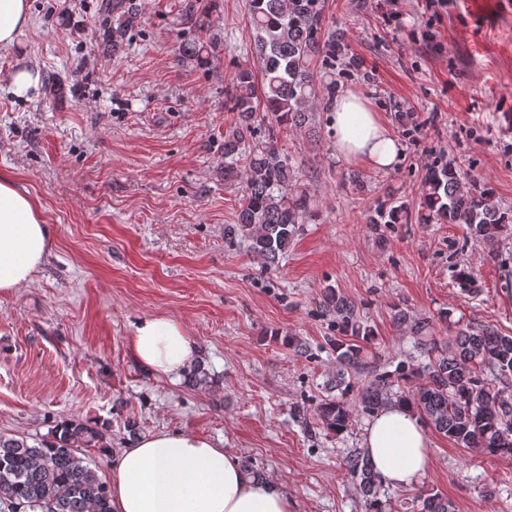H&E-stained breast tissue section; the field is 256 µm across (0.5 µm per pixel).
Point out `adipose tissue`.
Returning <instances> with one entry per match:
<instances>
[{
  "label": "adipose tissue",
  "instance_id": "ef3b65f1",
  "mask_svg": "<svg viewBox=\"0 0 512 512\" xmlns=\"http://www.w3.org/2000/svg\"><path fill=\"white\" fill-rule=\"evenodd\" d=\"M337 158L379 169L395 164L401 145L360 94L347 90L328 105ZM51 243L41 206L12 179L0 177V290L32 283ZM135 359L151 374L178 381L198 356L178 321L149 316L129 338ZM385 484L411 487L431 467L429 440L406 406L381 408L363 439ZM112 512H294L295 501L272 475L257 476L238 456L189 431H154L123 449L111 466Z\"/></svg>",
  "mask_w": 512,
  "mask_h": 512
}]
</instances>
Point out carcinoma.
<instances>
[{
    "label": "carcinoma",
    "instance_id": "carcinoma-1",
    "mask_svg": "<svg viewBox=\"0 0 512 512\" xmlns=\"http://www.w3.org/2000/svg\"><path fill=\"white\" fill-rule=\"evenodd\" d=\"M116 19L112 45L137 21L133 0H112ZM253 63L239 67L227 93V107L236 113L224 135V179L242 184L236 222L224 227V239L248 242L265 267L278 263L294 237L296 225L313 216L311 200L297 186L296 160L278 144L280 130L317 136V103L333 97L336 80L316 77L317 69L336 65L347 55L343 34L326 22L325 0H248ZM244 168H238L240 156ZM408 206L385 199L370 215V224H404ZM416 220L422 224H465L488 247L512 224V210L503 207L488 185L459 173L442 157L428 164L421 183ZM321 313L336 317L340 338L332 340L338 358L362 368L359 349L344 336L365 338L372 331L361 321L357 304L328 286L321 293ZM398 320L410 333H432L428 319ZM428 362L400 365L398 378L423 380L415 393L402 397L434 429L462 448L490 455H512V336L490 325L457 329L453 342L424 346ZM391 375H373L358 393L362 409L375 412L387 405ZM316 416L328 429L341 432L350 421L342 400L320 403ZM102 436L83 423L62 424L53 440L29 445L0 437V512H112L108 485L80 456L96 448ZM347 471L359 481L365 512H387L381 498L383 481L369 458L357 451L346 457ZM420 512H455L448 498L429 490L416 496Z\"/></svg>",
    "mask_w": 512,
    "mask_h": 512
}]
</instances>
